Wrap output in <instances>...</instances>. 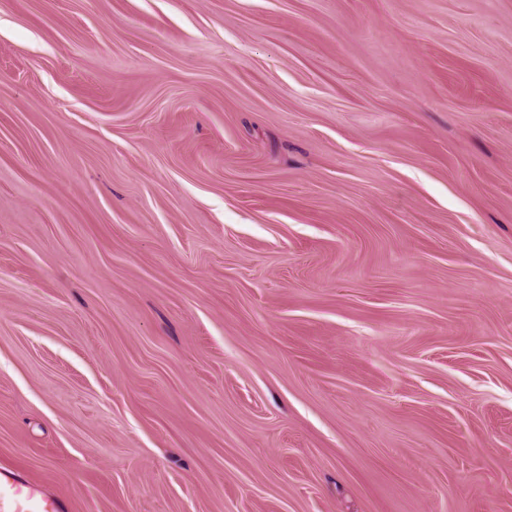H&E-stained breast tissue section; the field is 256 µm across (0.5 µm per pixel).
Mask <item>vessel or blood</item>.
I'll return each mask as SVG.
<instances>
[{
    "mask_svg": "<svg viewBox=\"0 0 512 512\" xmlns=\"http://www.w3.org/2000/svg\"><path fill=\"white\" fill-rule=\"evenodd\" d=\"M65 501L26 476L0 467V512H66Z\"/></svg>",
    "mask_w": 512,
    "mask_h": 512,
    "instance_id": "obj_1",
    "label": "vessel or blood"
}]
</instances>
